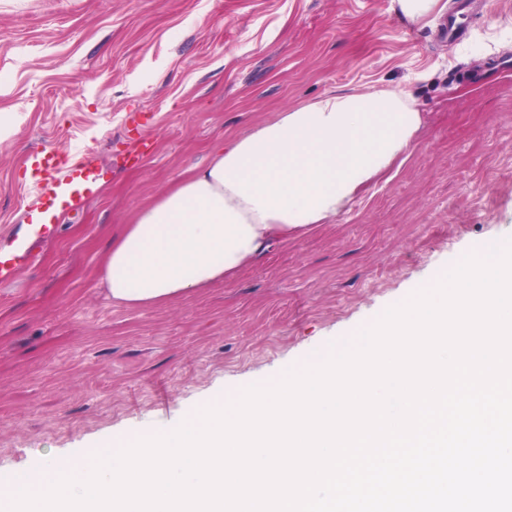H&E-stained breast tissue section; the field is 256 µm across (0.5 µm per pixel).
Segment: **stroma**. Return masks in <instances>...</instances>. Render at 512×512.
I'll return each instance as SVG.
<instances>
[{
    "instance_id": "35a3bbf8",
    "label": "stroma",
    "mask_w": 512,
    "mask_h": 512,
    "mask_svg": "<svg viewBox=\"0 0 512 512\" xmlns=\"http://www.w3.org/2000/svg\"><path fill=\"white\" fill-rule=\"evenodd\" d=\"M393 0H0V243L41 210L34 151L109 169L0 282V485L154 434L326 358L489 239L512 242V0L463 34ZM401 87L399 170L335 223L167 304H113L112 238L212 148L320 97ZM151 151L117 163L140 138Z\"/></svg>"
}]
</instances>
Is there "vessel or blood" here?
<instances>
[{"instance_id": "vessel-or-blood-1", "label": "vessel or blood", "mask_w": 512, "mask_h": 512, "mask_svg": "<svg viewBox=\"0 0 512 512\" xmlns=\"http://www.w3.org/2000/svg\"><path fill=\"white\" fill-rule=\"evenodd\" d=\"M33 164L40 175L39 185L46 205L50 208L68 205L73 196L93 193L102 177L100 169L92 162L66 167L54 152L45 149L34 154ZM51 230L50 218L46 215L27 225L25 233L13 240L11 252L0 255V279L10 276L20 262L32 260L37 243Z\"/></svg>"}]
</instances>
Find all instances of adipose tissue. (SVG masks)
Masks as SVG:
<instances>
[{
    "label": "adipose tissue",
    "mask_w": 512,
    "mask_h": 512,
    "mask_svg": "<svg viewBox=\"0 0 512 512\" xmlns=\"http://www.w3.org/2000/svg\"><path fill=\"white\" fill-rule=\"evenodd\" d=\"M422 116L403 90L326 95L227 139L112 239L100 279L113 303L161 305L234 276L268 242L347 213L399 168Z\"/></svg>",
    "instance_id": "obj_1"
}]
</instances>
